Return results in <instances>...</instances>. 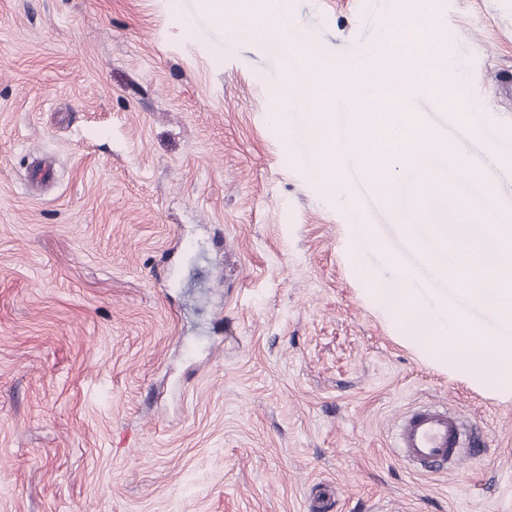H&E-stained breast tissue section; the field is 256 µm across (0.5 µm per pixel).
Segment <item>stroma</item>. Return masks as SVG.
Returning a JSON list of instances; mask_svg holds the SVG:
<instances>
[{
  "label": "stroma",
  "mask_w": 512,
  "mask_h": 512,
  "mask_svg": "<svg viewBox=\"0 0 512 512\" xmlns=\"http://www.w3.org/2000/svg\"><path fill=\"white\" fill-rule=\"evenodd\" d=\"M488 124L429 129L496 171L512 209V0H417ZM326 64L372 48L389 0H287ZM483 47L470 54L471 45ZM299 59L231 37L199 0H0V512H512V395L423 356L370 294L363 206L331 195L304 115L272 119ZM448 407L478 461L422 473L403 415Z\"/></svg>",
  "instance_id": "stroma-1"
}]
</instances>
